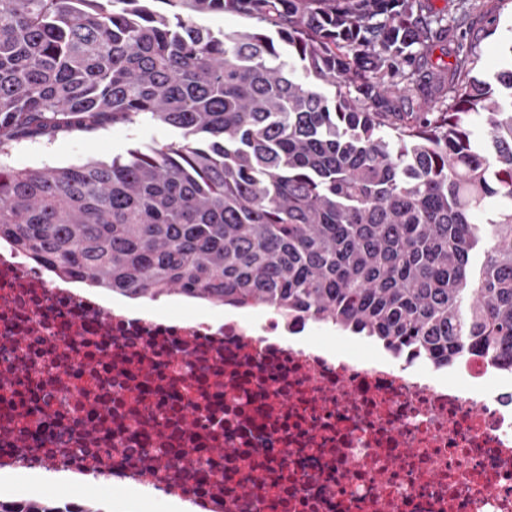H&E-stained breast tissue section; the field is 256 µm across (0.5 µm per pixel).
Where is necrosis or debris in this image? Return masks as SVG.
Returning <instances> with one entry per match:
<instances>
[{
    "mask_svg": "<svg viewBox=\"0 0 512 512\" xmlns=\"http://www.w3.org/2000/svg\"><path fill=\"white\" fill-rule=\"evenodd\" d=\"M305 328L123 314L0 242V469L195 512H512V373L278 343Z\"/></svg>",
    "mask_w": 512,
    "mask_h": 512,
    "instance_id": "obj_1",
    "label": "necrosis or debris"
}]
</instances>
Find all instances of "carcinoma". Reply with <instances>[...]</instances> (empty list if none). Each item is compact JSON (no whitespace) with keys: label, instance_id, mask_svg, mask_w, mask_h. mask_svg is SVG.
Listing matches in <instances>:
<instances>
[{"label":"carcinoma","instance_id":"obj_1","mask_svg":"<svg viewBox=\"0 0 512 512\" xmlns=\"http://www.w3.org/2000/svg\"><path fill=\"white\" fill-rule=\"evenodd\" d=\"M226 13L253 24L194 22ZM451 29L425 0H0L1 146L143 115L182 134L0 166V240L133 301L284 310L444 367L512 366V41L479 80L474 42L432 62Z\"/></svg>","mask_w":512,"mask_h":512}]
</instances>
